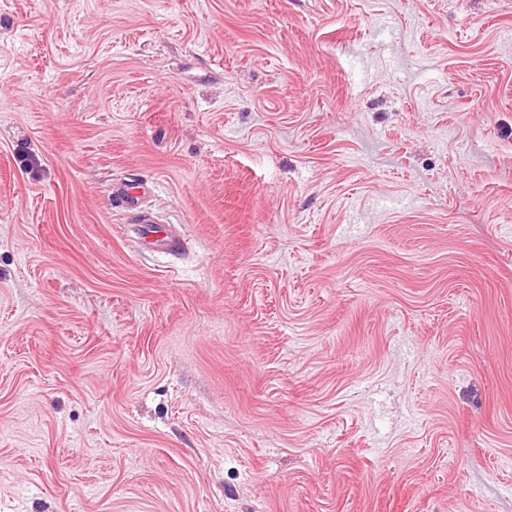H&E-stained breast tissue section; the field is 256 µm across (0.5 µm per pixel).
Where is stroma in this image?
Segmentation results:
<instances>
[{
    "instance_id": "stroma-1",
    "label": "stroma",
    "mask_w": 512,
    "mask_h": 512,
    "mask_svg": "<svg viewBox=\"0 0 512 512\" xmlns=\"http://www.w3.org/2000/svg\"><path fill=\"white\" fill-rule=\"evenodd\" d=\"M0 512H512V0H0ZM150 187L146 184H120L112 187V201L121 208L138 215L141 198ZM135 224H141L140 227L145 229L146 233H162V235L157 236L152 243L163 251H178L180 246H182L180 240L173 238L171 231L165 229L159 224V221L149 215H139L135 220Z\"/></svg>"
}]
</instances>
